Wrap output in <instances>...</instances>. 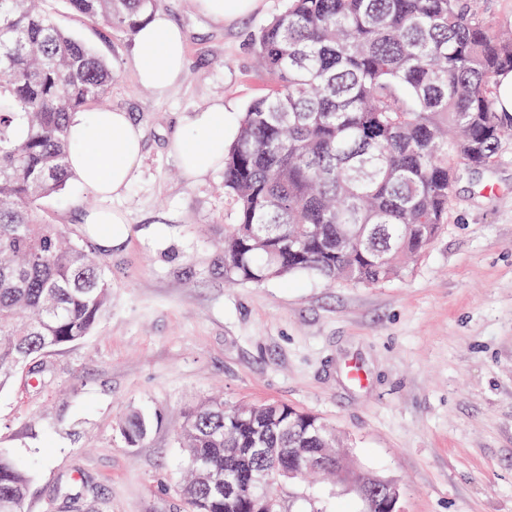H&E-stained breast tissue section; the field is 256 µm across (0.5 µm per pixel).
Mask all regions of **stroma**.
Here are the masks:
<instances>
[{"label":"stroma","mask_w":512,"mask_h":512,"mask_svg":"<svg viewBox=\"0 0 512 512\" xmlns=\"http://www.w3.org/2000/svg\"><path fill=\"white\" fill-rule=\"evenodd\" d=\"M43 6L111 64L107 105L140 125L144 159L119 197L74 182L43 204L80 236L85 210H120L129 237L104 255L112 304L98 327L42 355L40 387L20 375L0 389V452L31 469L26 512H71L73 484L87 512H188L176 429L214 393L318 416L362 469L398 485L400 512H512V142L492 166H458L447 224L399 277L230 285L222 245L236 205L224 172L189 181L169 141L214 99L232 125L271 92L251 40L286 0L232 24L196 0H160L187 55L164 94L138 83L132 37L102 36L65 0ZM133 410L154 423L129 448L118 424Z\"/></svg>","instance_id":"obj_1"}]
</instances>
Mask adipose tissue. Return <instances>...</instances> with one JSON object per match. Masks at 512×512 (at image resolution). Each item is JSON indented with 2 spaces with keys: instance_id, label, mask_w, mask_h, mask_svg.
I'll return each mask as SVG.
<instances>
[{
  "instance_id": "1",
  "label": "adipose tissue",
  "mask_w": 512,
  "mask_h": 512,
  "mask_svg": "<svg viewBox=\"0 0 512 512\" xmlns=\"http://www.w3.org/2000/svg\"><path fill=\"white\" fill-rule=\"evenodd\" d=\"M134 42L140 82L165 92L178 81L185 66L182 31L164 12L156 11L140 26ZM69 126L75 142L68 157L70 175L99 196L120 195L142 164L140 128L128 113L107 108L71 113ZM228 145L224 102L220 99L192 112L184 130L171 140L185 177L196 182L223 165ZM83 224L92 243L104 250L120 246L126 238L125 217L111 209L87 211Z\"/></svg>"
}]
</instances>
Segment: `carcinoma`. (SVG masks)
I'll use <instances>...</instances> for the list:
<instances>
[{
	"instance_id": "1",
	"label": "carcinoma",
	"mask_w": 512,
	"mask_h": 512,
	"mask_svg": "<svg viewBox=\"0 0 512 512\" xmlns=\"http://www.w3.org/2000/svg\"><path fill=\"white\" fill-rule=\"evenodd\" d=\"M73 14L132 36L159 0H67ZM276 87L243 113L224 154L237 204L224 229V280L262 283L306 272L376 284L399 275L448 221L454 164H494L512 115L496 80L512 72V30H496L477 0H287L252 38ZM112 66L61 29L42 0H0V388L40 355L89 336L112 301L96 248L50 224L42 202L64 195L73 147L69 115L105 104ZM27 372V371H25ZM45 369L27 372L41 384ZM287 404L258 417L209 398L179 433L192 471L190 512H249L258 486L277 485L284 452L224 465L226 448H324L331 471L356 486L336 434ZM137 412L119 431L138 446ZM241 485L224 498V470ZM29 471L0 453V512H25ZM300 512H343L290 480ZM496 97L498 112L510 116L512 114V72L498 76Z\"/></svg>"
}]
</instances>
